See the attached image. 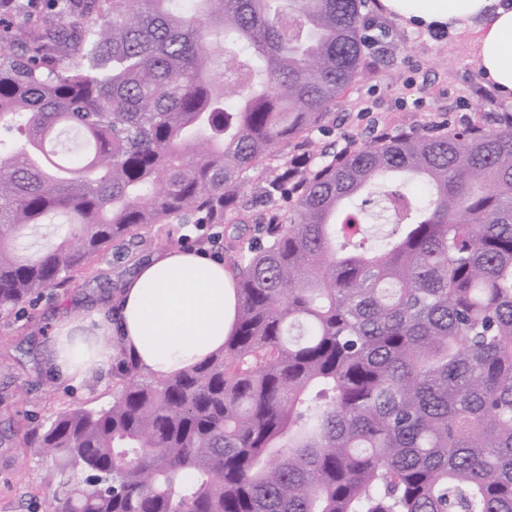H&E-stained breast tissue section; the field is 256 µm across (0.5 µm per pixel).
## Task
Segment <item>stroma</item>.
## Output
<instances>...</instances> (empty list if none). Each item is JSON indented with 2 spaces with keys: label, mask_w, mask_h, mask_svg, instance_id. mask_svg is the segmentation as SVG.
<instances>
[{
  "label": "stroma",
  "mask_w": 512,
  "mask_h": 512,
  "mask_svg": "<svg viewBox=\"0 0 512 512\" xmlns=\"http://www.w3.org/2000/svg\"><path fill=\"white\" fill-rule=\"evenodd\" d=\"M362 14L369 35L363 56L374 72L356 82L333 109L323 145L340 149L399 125L461 126L512 113V99L499 97L477 68L473 36L409 28L386 15L377 0H366ZM264 211L255 200L242 224L200 227L174 219L156 225L149 240L108 250L90 274L49 289L36 305L25 303L0 316V512H48L50 504L43 487L50 463L24 446L13 420L26 416L35 426L63 409L112 399L114 373L79 386L54 379L45 349L61 311L81 314L83 301L117 290L138 261L159 250L202 248L223 256L228 241L252 234Z\"/></svg>",
  "instance_id": "35a3bbf8"
}]
</instances>
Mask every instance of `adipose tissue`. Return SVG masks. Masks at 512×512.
Segmentation results:
<instances>
[{
    "instance_id": "1",
    "label": "adipose tissue",
    "mask_w": 512,
    "mask_h": 512,
    "mask_svg": "<svg viewBox=\"0 0 512 512\" xmlns=\"http://www.w3.org/2000/svg\"><path fill=\"white\" fill-rule=\"evenodd\" d=\"M402 23L475 37L481 72L512 97V0H380ZM238 302L223 260L195 250L165 249L143 260L110 297L80 319L57 323L47 357L56 377L72 384L112 367V337H121L140 372H182L224 348Z\"/></svg>"
}]
</instances>
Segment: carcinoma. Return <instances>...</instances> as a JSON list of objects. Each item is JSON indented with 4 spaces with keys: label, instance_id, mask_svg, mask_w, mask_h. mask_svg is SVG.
Segmentation results:
<instances>
[{
    "label": "carcinoma",
    "instance_id": "obj_1",
    "mask_svg": "<svg viewBox=\"0 0 512 512\" xmlns=\"http://www.w3.org/2000/svg\"><path fill=\"white\" fill-rule=\"evenodd\" d=\"M364 0H49L0 17V315L157 224L244 220L224 349L165 378L112 339L100 409L23 443L50 512H512V114L313 161L370 75ZM288 152H283V147ZM395 229L353 237L374 189ZM60 215L49 248L20 241Z\"/></svg>",
    "mask_w": 512,
    "mask_h": 512
}]
</instances>
